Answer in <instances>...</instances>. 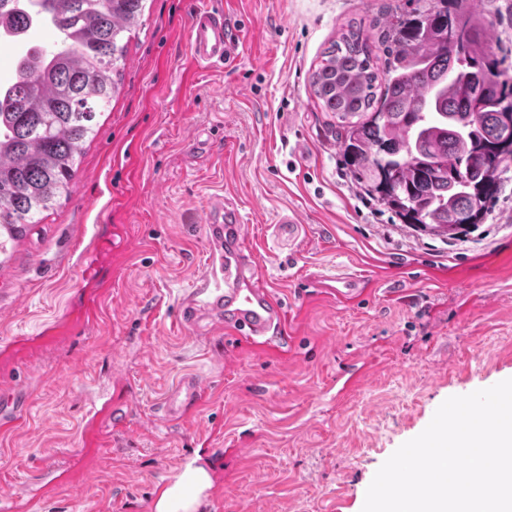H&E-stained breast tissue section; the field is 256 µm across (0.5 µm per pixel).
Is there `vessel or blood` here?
<instances>
[{
  "instance_id": "b4317fda",
  "label": "vessel or blood",
  "mask_w": 512,
  "mask_h": 512,
  "mask_svg": "<svg viewBox=\"0 0 512 512\" xmlns=\"http://www.w3.org/2000/svg\"><path fill=\"white\" fill-rule=\"evenodd\" d=\"M231 40L220 0H208L206 6L195 9L190 47L200 63L211 67L223 65ZM207 223L211 240L209 269L183 301L187 320L195 324L202 317H211L219 333L226 336L258 339L277 334L282 329L284 304L261 280L246 275L245 257L231 245L239 236L236 209L224 200H216ZM200 397L198 380L184 377L164 399L165 418L183 420Z\"/></svg>"
}]
</instances>
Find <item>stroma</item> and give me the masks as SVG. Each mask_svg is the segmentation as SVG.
I'll use <instances>...</instances> for the list:
<instances>
[{"label": "stroma", "mask_w": 512, "mask_h": 512, "mask_svg": "<svg viewBox=\"0 0 512 512\" xmlns=\"http://www.w3.org/2000/svg\"><path fill=\"white\" fill-rule=\"evenodd\" d=\"M204 2L146 0L69 196L0 255L8 512H155L194 461L211 475L200 512H362L446 399L512 378V160L460 238L402 223L349 173L310 87L350 26L380 57L392 22L437 0H223L234 40L219 69L190 49ZM468 2L488 52L512 60V0ZM218 196L285 304L262 342L182 316ZM343 273L348 295L326 286ZM186 374L198 406L158 422ZM97 403L118 413L110 437L91 425ZM47 465L59 482L31 498Z\"/></svg>", "instance_id": "obj_1"}]
</instances>
